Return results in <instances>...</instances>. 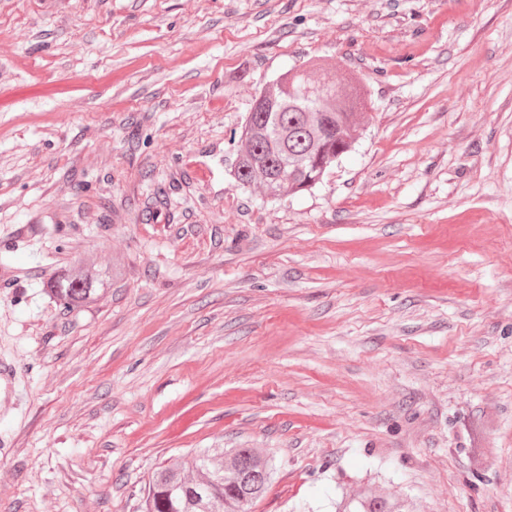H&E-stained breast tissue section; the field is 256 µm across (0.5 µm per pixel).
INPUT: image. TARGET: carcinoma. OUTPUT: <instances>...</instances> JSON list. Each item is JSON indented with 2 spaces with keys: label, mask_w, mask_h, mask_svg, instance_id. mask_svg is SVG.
Returning <instances> with one entry per match:
<instances>
[{
  "label": "carcinoma",
  "mask_w": 512,
  "mask_h": 512,
  "mask_svg": "<svg viewBox=\"0 0 512 512\" xmlns=\"http://www.w3.org/2000/svg\"><path fill=\"white\" fill-rule=\"evenodd\" d=\"M362 78L321 59L279 76L253 104L239 133L242 149L231 177L272 197L308 191L352 150L359 119L370 109ZM89 257L62 270L50 293L68 308L94 299L116 275ZM273 457L257 448H198L176 457L149 481L145 512H250L263 499ZM342 512H406L398 502L363 495Z\"/></svg>",
  "instance_id": "1"
}]
</instances>
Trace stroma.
<instances>
[{
    "mask_svg": "<svg viewBox=\"0 0 512 512\" xmlns=\"http://www.w3.org/2000/svg\"><path fill=\"white\" fill-rule=\"evenodd\" d=\"M314 57L352 151L236 187ZM1 361L0 512H144L195 448L274 456L251 512H512V0H0ZM115 267L102 268L96 258L89 257L62 270L52 280L50 293L67 308H79L94 300L99 290L116 275ZM351 503L344 510L338 512H411L404 510L405 506L398 502L377 498L370 495H363L356 500L353 509Z\"/></svg>",
    "mask_w": 512,
    "mask_h": 512,
    "instance_id": "35a3bbf8",
    "label": "stroma"
}]
</instances>
